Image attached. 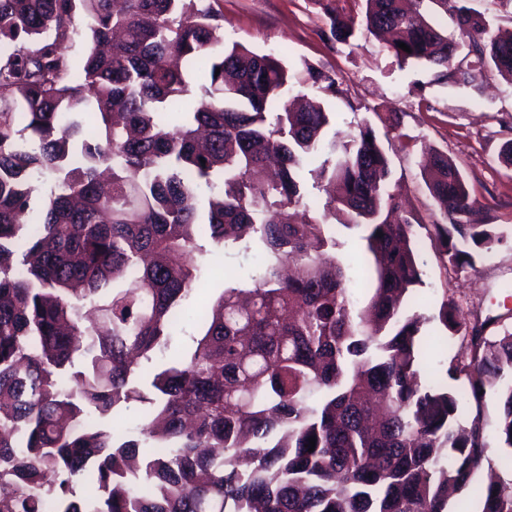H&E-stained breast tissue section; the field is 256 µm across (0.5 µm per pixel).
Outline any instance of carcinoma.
Listing matches in <instances>:
<instances>
[{
	"mask_svg": "<svg viewBox=\"0 0 512 512\" xmlns=\"http://www.w3.org/2000/svg\"><path fill=\"white\" fill-rule=\"evenodd\" d=\"M365 2V30L433 81H512V29L472 0H430L456 37L424 0ZM218 4L0 0V512H448L486 460L489 391L512 448V332L472 327L445 376L424 377L425 317L406 311L420 220L389 188L388 152L367 123L327 137L321 100L288 101L296 65L225 43ZM354 25L331 17V38ZM304 67L341 95L335 71ZM422 168L449 220L430 225L443 263L503 242L448 154ZM308 177L326 201L294 224ZM339 226L364 231L363 307ZM205 238L265 259L252 287L194 307ZM189 311L195 349L167 359ZM439 318L467 327L451 299ZM132 402L140 438L119 440L110 420ZM475 491L481 512H512V481Z\"/></svg>",
	"mask_w": 512,
	"mask_h": 512,
	"instance_id": "obj_1",
	"label": "carcinoma"
}]
</instances>
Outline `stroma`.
Instances as JSON below:
<instances>
[{"mask_svg":"<svg viewBox=\"0 0 512 512\" xmlns=\"http://www.w3.org/2000/svg\"><path fill=\"white\" fill-rule=\"evenodd\" d=\"M221 7L226 42L336 71L344 96L326 100L325 107L334 112L333 127L342 135L361 122L381 135L400 129L403 140L387 145L391 181L422 223L441 218L418 166L422 148L431 146L455 160L486 221L512 228V167L500 159L502 146L512 140V81L493 74L478 89L434 85L429 73L399 67L373 36L360 33L350 44L330 43V18L318 0H221ZM419 249L424 276L416 310L425 318L421 333L430 341L425 370L436 373L462 344L461 337H448L438 318L443 299H454L473 319L497 316L512 329V238L461 271L444 269L435 241L423 239ZM263 257L256 247L215 249L205 259L199 301H213L223 292L229 269L240 287H250Z\"/></svg>","mask_w":512,"mask_h":512,"instance_id":"stroma-1","label":"stroma"}]
</instances>
